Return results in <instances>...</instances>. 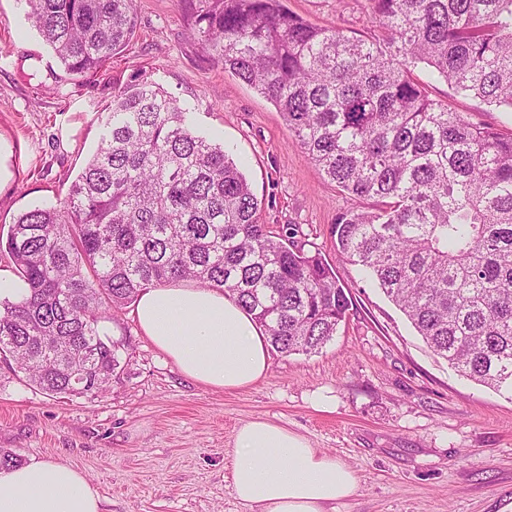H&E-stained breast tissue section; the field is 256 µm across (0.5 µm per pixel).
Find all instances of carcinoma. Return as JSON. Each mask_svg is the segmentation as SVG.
I'll return each instance as SVG.
<instances>
[{
	"label": "carcinoma",
	"instance_id": "obj_1",
	"mask_svg": "<svg viewBox=\"0 0 512 512\" xmlns=\"http://www.w3.org/2000/svg\"><path fill=\"white\" fill-rule=\"evenodd\" d=\"M386 44L285 0H189L187 30L271 102L327 181L370 202L336 216V253L461 376L512 397V135L430 97L418 63L512 112V0H369ZM67 74L124 52L135 0H26ZM262 201L224 145L146 78L112 81L67 196L20 213L0 252L29 286L0 301V355L48 395H96L122 369L107 311L174 280L229 291L284 356L330 342L352 298Z\"/></svg>",
	"mask_w": 512,
	"mask_h": 512
}]
</instances>
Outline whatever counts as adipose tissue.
I'll return each instance as SVG.
<instances>
[{
  "label": "adipose tissue",
  "instance_id": "ef3b65f1",
  "mask_svg": "<svg viewBox=\"0 0 512 512\" xmlns=\"http://www.w3.org/2000/svg\"><path fill=\"white\" fill-rule=\"evenodd\" d=\"M133 315L181 375L207 388L244 389L269 370L263 329L224 289L149 288ZM235 445V495L259 512H328L358 489L356 472L274 421L243 422ZM0 512H100V494L68 463L39 460L0 469Z\"/></svg>",
  "mask_w": 512,
  "mask_h": 512
}]
</instances>
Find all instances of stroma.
Returning a JSON list of instances; mask_svg holds the SVG:
<instances>
[{
	"mask_svg": "<svg viewBox=\"0 0 512 512\" xmlns=\"http://www.w3.org/2000/svg\"><path fill=\"white\" fill-rule=\"evenodd\" d=\"M323 26L380 34L368 0H288ZM184 0H137V32L93 75H68L25 0H0V138L11 148L0 229L21 212L65 198L95 149L112 78L147 74L179 98L194 129L223 144L263 203L262 221L295 224L355 300L316 354L270 356L257 384L204 388L142 336L132 307L104 329L130 356L98 395L49 396L0 362V449L22 463L61 460L102 497V512H255L232 491L237 428L269 419L356 471L359 489L336 512H497L512 502V399L436 357L402 312L354 265L337 260L331 227L358 199L325 180L274 106L189 38ZM431 98L469 121L512 133L501 112L428 80ZM331 410L314 408L317 393Z\"/></svg>",
	"mask_w": 512,
	"mask_h": 512,
	"instance_id": "obj_1",
	"label": "stroma"
}]
</instances>
